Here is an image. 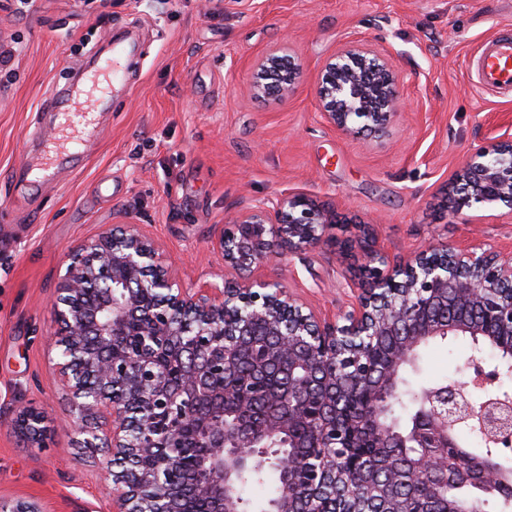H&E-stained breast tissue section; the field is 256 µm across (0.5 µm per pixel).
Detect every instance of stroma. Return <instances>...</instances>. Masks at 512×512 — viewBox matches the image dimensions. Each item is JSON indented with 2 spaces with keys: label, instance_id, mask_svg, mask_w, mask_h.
Here are the masks:
<instances>
[{
  "label": "stroma",
  "instance_id": "stroma-1",
  "mask_svg": "<svg viewBox=\"0 0 512 512\" xmlns=\"http://www.w3.org/2000/svg\"><path fill=\"white\" fill-rule=\"evenodd\" d=\"M512 25V0H36L0 9V38L18 41L0 82V497L36 500L43 512H112L101 456L55 429L50 448L20 447L13 410L35 403L67 418L47 354L51 304L67 251L133 216L170 255L183 287L222 282L213 229L233 211L286 192L334 207V235L371 224L393 258L432 242L512 247V210L444 208L462 163L492 140L512 139V97L481 93L468 67ZM118 34L138 43L102 133L55 186L20 171L30 131L71 65ZM388 55L402 106L386 135H345L322 116L315 86L343 43ZM289 47L303 65L287 100L249 96L254 66ZM350 262L320 244L254 273L280 281L317 315L339 319L360 294ZM470 346L438 340L423 351L413 386L472 375Z\"/></svg>",
  "mask_w": 512,
  "mask_h": 512
}]
</instances>
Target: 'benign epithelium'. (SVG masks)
<instances>
[{
  "instance_id": "benign-epithelium-1",
  "label": "benign epithelium",
  "mask_w": 512,
  "mask_h": 512,
  "mask_svg": "<svg viewBox=\"0 0 512 512\" xmlns=\"http://www.w3.org/2000/svg\"><path fill=\"white\" fill-rule=\"evenodd\" d=\"M302 66L283 48L259 58L248 92L255 98L290 97ZM320 111L334 129L386 132L398 111L399 78L392 62L358 41L340 45L322 68L315 88ZM454 216L476 204L512 207V139L478 148L456 173L445 198ZM336 210L302 193H285L270 203L244 207L215 227L212 244L224 267L239 274L276 264L288 254L329 240ZM341 251L362 258L357 309L345 324L322 319L277 280L245 278L241 284H205L190 293L177 280L172 261L158 242L127 219L102 231L65 257L53 315L50 350L71 422L62 425L80 438L75 446L107 459L106 479L115 512H181L170 486L188 471L194 496L216 503V512H237L234 475L270 464L289 485L301 459L271 441L292 435L302 412L315 401L313 418L336 423L339 394L347 384L336 357L360 350L363 336H403L393 345L375 388V411L397 385L402 365L432 336H470L476 346L512 335V249L477 253L470 246L428 243L409 257L392 260L378 245L371 225H357ZM461 300L498 317V328L470 319L403 323L431 304ZM268 322L272 345L255 355L254 380L270 366L288 376V385L269 395L270 409L256 418L255 402L237 387V365L251 323ZM140 344L125 348L126 337ZM474 377L425 390L412 427L378 424L372 435L396 448H419L409 474L414 483L434 474L470 496L453 512H480L488 497L512 499V480L496 463L479 471L448 457L471 434L490 448L512 447V396L493 392L499 369L486 372L473 357ZM235 431H224V407ZM47 410L33 403L15 409L12 427L27 448H45L50 439ZM193 432L203 452L184 466L183 439ZM342 479L336 457L323 455L312 486ZM0 512H43L26 499L0 498Z\"/></svg>"
}]
</instances>
